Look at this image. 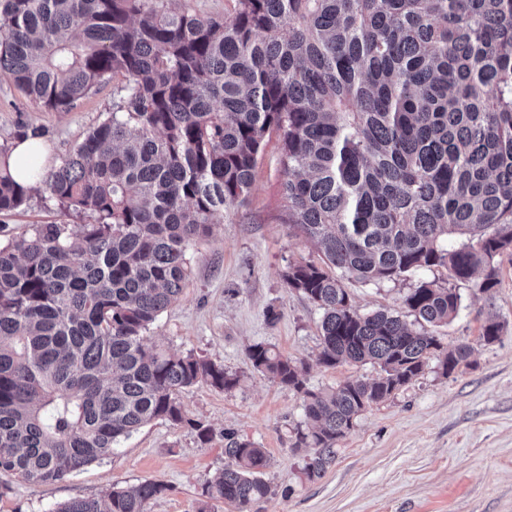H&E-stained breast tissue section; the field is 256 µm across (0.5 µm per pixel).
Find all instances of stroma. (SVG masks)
<instances>
[{"label": "stroma", "mask_w": 512, "mask_h": 512, "mask_svg": "<svg viewBox=\"0 0 512 512\" xmlns=\"http://www.w3.org/2000/svg\"><path fill=\"white\" fill-rule=\"evenodd\" d=\"M115 87V80H105L74 109L56 112L37 107L0 73V148L35 133L49 150L48 162H55L111 116ZM283 210L279 148L272 138L248 202L229 210L209 238L189 249V283L147 334L164 350L194 353L238 375L232 390L199 384L182 395L188 417L213 428L212 441L201 442L187 426L152 422L62 481L32 487L0 474V512H52L69 499L99 498L113 485L147 480L168 486L149 512H196L206 480L224 467L226 429L265 448L269 458L264 477L278 491L253 512H512V255L501 258L500 283L488 294L471 281L450 282L442 268L398 283L345 279L363 314L404 313V295L422 279L454 284L460 310L436 334L445 347L466 343L473 352L467 367L447 377L428 362L410 384L366 409L338 442L324 475L310 480L304 474L308 450L293 448L305 421L303 398L256 371L248 347L269 344L304 361L313 389L371 379L379 370L317 364L321 312L283 280L289 264L316 253L289 233ZM93 221L92 214L65 209L36 187L19 208L0 212V243L36 224ZM490 317L502 331L488 344L481 331Z\"/></svg>", "instance_id": "obj_1"}]
</instances>
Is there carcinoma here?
<instances>
[{"instance_id":"cac0c4a2","label":"carcinoma","mask_w":512,"mask_h":512,"mask_svg":"<svg viewBox=\"0 0 512 512\" xmlns=\"http://www.w3.org/2000/svg\"><path fill=\"white\" fill-rule=\"evenodd\" d=\"M232 12H160L153 0H0V71L41 107L67 112L107 77L112 116L39 176L59 206L93 224H38L0 245V472L38 487L112 452L158 419L186 417L181 394L239 377L145 334L183 294L187 251L247 202L275 133L282 220L319 261L291 264L288 289L322 312L317 362L377 378L306 387V366L266 344L252 366L303 395L294 450L322 475L369 406L438 360L448 376L472 347L446 349L401 316L359 313L343 279L398 282L444 267L457 281L512 252V0H232ZM0 149V212L21 206ZM415 320L448 323L456 289L421 281ZM213 501L251 512L275 493L263 448L232 430ZM168 486L145 481L54 512H148Z\"/></svg>"}]
</instances>
